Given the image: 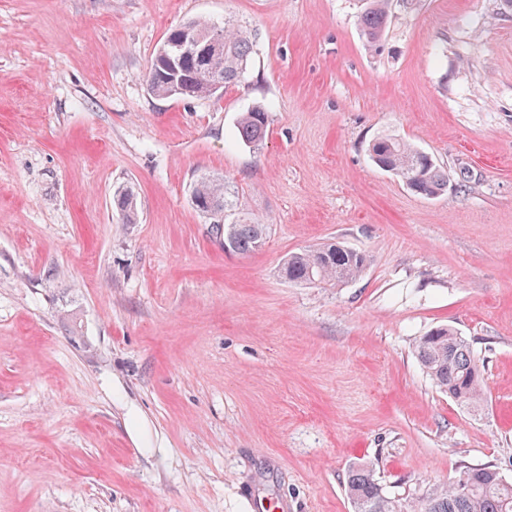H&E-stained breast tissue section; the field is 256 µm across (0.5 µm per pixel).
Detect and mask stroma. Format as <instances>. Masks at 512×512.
I'll return each mask as SVG.
<instances>
[{
	"label": "stroma",
	"instance_id": "stroma-1",
	"mask_svg": "<svg viewBox=\"0 0 512 512\" xmlns=\"http://www.w3.org/2000/svg\"><path fill=\"white\" fill-rule=\"evenodd\" d=\"M0 0V512H352L369 462L418 500L469 467L512 482V0ZM230 18L245 81L159 98L167 34ZM263 106V145L237 136ZM431 154L427 199L371 160ZM224 179L267 224L225 252L195 211ZM133 192L135 222L113 199ZM364 253L339 287L290 253ZM446 325L484 365L473 415L417 340ZM392 0H368L360 15L359 28L369 49L377 51L381 47L384 32L389 21ZM369 153L380 169L398 176L418 195L435 198L447 187L448 175L433 157L405 141L381 137L369 146ZM366 256L339 243L323 245L289 255L283 263V275L297 284H345L360 277Z\"/></svg>",
	"mask_w": 512,
	"mask_h": 512
}]
</instances>
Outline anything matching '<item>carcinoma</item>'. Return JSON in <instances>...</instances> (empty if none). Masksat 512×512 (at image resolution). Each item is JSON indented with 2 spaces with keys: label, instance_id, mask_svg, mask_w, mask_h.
<instances>
[{
  "label": "carcinoma",
  "instance_id": "carcinoma-1",
  "mask_svg": "<svg viewBox=\"0 0 512 512\" xmlns=\"http://www.w3.org/2000/svg\"><path fill=\"white\" fill-rule=\"evenodd\" d=\"M392 0H367L360 15L362 38L371 50L381 47L389 21ZM212 33L223 40V48L211 56L207 68L197 61L205 42L198 38ZM167 39L183 44L184 55L178 72L169 74L167 60L158 55L146 75L151 93L161 98L205 99L213 96L216 84H236L248 71L252 43L230 21L218 26L205 19L189 21L171 30ZM267 129V112L255 106L243 113L237 131L241 141L251 147L261 145ZM374 163L398 176L414 193L425 198L440 196L446 189L448 175L433 157L409 143L381 137L369 146ZM196 211L213 224L218 235L237 254L247 255L262 248L268 225L249 218L226 223L234 204L228 199L224 181L202 177L191 191ZM116 205L128 221L135 220L137 207L133 194L116 195ZM366 256L339 243H325L315 249L289 255L283 263L284 277L297 284H345L361 276ZM418 362L433 386L456 402L470 407L484 400L482 366L471 344L450 327H437L419 338L415 346ZM345 492L352 512H512V483L495 466L468 467L460 478L447 486H435L415 503L388 497L373 465L361 464L348 472Z\"/></svg>",
  "mask_w": 512,
  "mask_h": 512
}]
</instances>
